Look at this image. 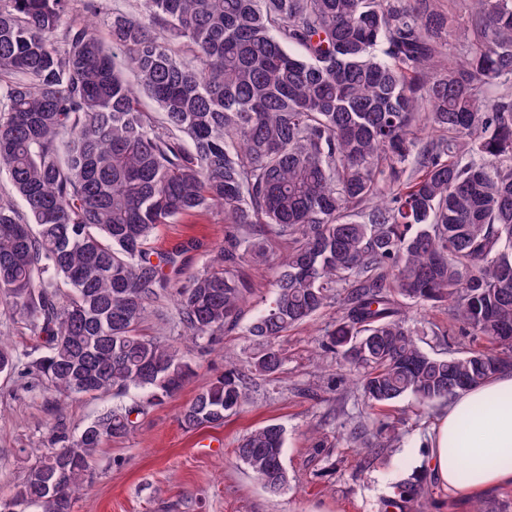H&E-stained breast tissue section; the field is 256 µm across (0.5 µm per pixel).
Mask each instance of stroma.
Segmentation results:
<instances>
[{"label": "stroma", "mask_w": 512, "mask_h": 512, "mask_svg": "<svg viewBox=\"0 0 512 512\" xmlns=\"http://www.w3.org/2000/svg\"><path fill=\"white\" fill-rule=\"evenodd\" d=\"M224 224L207 219L160 226L156 247L166 250L195 238L193 268L202 267L212 247L224 239ZM252 293L242 308L238 327L224 335L209 354L193 355L196 375L176 397L148 407L126 437L106 442L75 512H512V486L475 498L448 494L429 470L422 442L448 408L441 402L423 408L411 398L368 407L348 368L319 348V333L331 313L317 316L278 340L286 362L281 373L257 379L248 400L224 419L189 430L181 411L196 391L224 370L225 353L246 361L255 350L246 334L249 322L264 307L273 288L267 266L243 265ZM411 318L431 328L420 337L423 350L446 356L468 347L463 336H449L443 308L415 306ZM139 389L70 402L65 414L82 428L102 411L144 401ZM51 396L30 392L16 376H0V499L12 495L17 481L33 463L34 448L44 439ZM367 418L371 427L392 422L401 438L392 448H358L349 439L353 420ZM268 423L285 431L283 462L288 485L277 495L237 462L234 450L252 430ZM424 479L425 499L400 504L398 484Z\"/></svg>", "instance_id": "35a3bbf8"}]
</instances>
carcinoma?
I'll list each match as a JSON object with an SVG mask.
<instances>
[{
	"mask_svg": "<svg viewBox=\"0 0 512 512\" xmlns=\"http://www.w3.org/2000/svg\"><path fill=\"white\" fill-rule=\"evenodd\" d=\"M137 2L105 40L101 0H0V298L45 348L25 362L0 339V374L54 395L11 500L74 512L98 450L186 387L190 347L237 328L244 262L275 266L247 327L257 351L244 370L224 356L183 408L187 429L223 424L252 377L282 370L276 340L327 308L321 349L372 408L429 407L512 370V0L458 14L439 0ZM213 214L229 231L204 267L187 269L193 239L151 246L159 225ZM164 298L186 347L140 332ZM417 302L447 309L473 346L424 352ZM131 387L145 405L78 432L64 414ZM349 437L389 448L398 432L359 420ZM284 443L270 423L235 448L273 495ZM398 490L426 496L421 481Z\"/></svg>",
	"mask_w": 512,
	"mask_h": 512,
	"instance_id": "1",
	"label": "carcinoma"
}]
</instances>
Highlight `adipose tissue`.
I'll return each instance as SVG.
<instances>
[{
  "label": "adipose tissue",
  "instance_id": "obj_1",
  "mask_svg": "<svg viewBox=\"0 0 512 512\" xmlns=\"http://www.w3.org/2000/svg\"><path fill=\"white\" fill-rule=\"evenodd\" d=\"M449 492L477 496L512 485V371L459 392L425 441Z\"/></svg>",
  "mask_w": 512,
  "mask_h": 512
}]
</instances>
